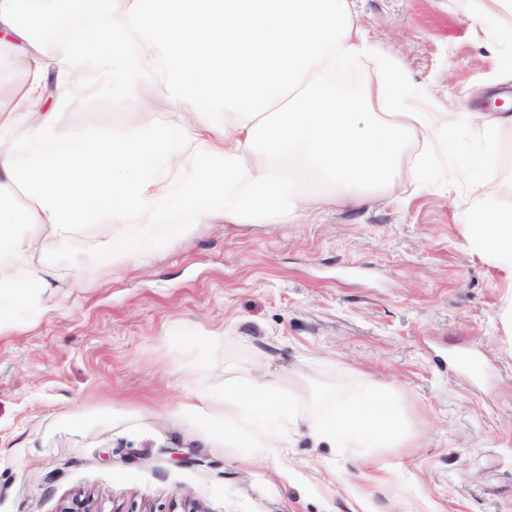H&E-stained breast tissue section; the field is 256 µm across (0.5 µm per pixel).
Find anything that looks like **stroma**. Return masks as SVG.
Wrapping results in <instances>:
<instances>
[{"label": "stroma", "instance_id": "obj_1", "mask_svg": "<svg viewBox=\"0 0 512 512\" xmlns=\"http://www.w3.org/2000/svg\"><path fill=\"white\" fill-rule=\"evenodd\" d=\"M372 45L338 75L360 94L400 61L411 112H498L512 94V12L499 0H353ZM88 75L45 98L63 140L149 127L172 110L162 57L138 87ZM415 187L358 209L314 201L280 224H198L136 269L86 224L44 258L61 279L42 314L0 333V512H512V283L469 246L468 165L512 205V126H460ZM264 375L309 400L345 377L393 391L398 448L339 453L300 422L290 447L244 453L186 416L195 393Z\"/></svg>", "mask_w": 512, "mask_h": 512}]
</instances>
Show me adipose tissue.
Returning <instances> with one entry per match:
<instances>
[{
	"instance_id": "1",
	"label": "adipose tissue",
	"mask_w": 512,
	"mask_h": 512,
	"mask_svg": "<svg viewBox=\"0 0 512 512\" xmlns=\"http://www.w3.org/2000/svg\"><path fill=\"white\" fill-rule=\"evenodd\" d=\"M125 2L111 29L76 34L47 60L41 32L55 0H0V32L19 42L7 67L20 80L0 90V141L29 126L22 148L0 150V331L18 315L34 318L59 277L40 257L46 237L65 240L92 220L112 243L113 265L145 264L196 223H279L307 202V176L323 199L360 207L388 185L407 138L430 149L464 120L492 135L482 114L404 111L408 76L396 61L387 82L362 96L336 86V69L370 50L351 0ZM159 49L174 107L167 120L94 144L53 135L54 115L43 108L48 69L75 79L90 66L110 70L123 104L135 107ZM377 104L397 119H380ZM182 210L193 224L170 223ZM123 224L141 225L142 241L117 235ZM156 224L164 238H152ZM467 224L468 243L512 279V207L476 195Z\"/></svg>"
}]
</instances>
